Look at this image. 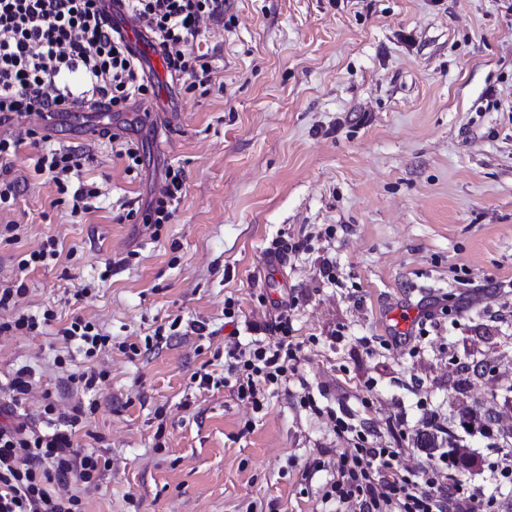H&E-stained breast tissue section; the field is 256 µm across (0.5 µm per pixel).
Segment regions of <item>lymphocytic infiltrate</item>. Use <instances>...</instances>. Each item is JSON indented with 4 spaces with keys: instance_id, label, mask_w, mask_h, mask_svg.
<instances>
[{
    "instance_id": "f902f5d3",
    "label": "lymphocytic infiltrate",
    "mask_w": 512,
    "mask_h": 512,
    "mask_svg": "<svg viewBox=\"0 0 512 512\" xmlns=\"http://www.w3.org/2000/svg\"><path fill=\"white\" fill-rule=\"evenodd\" d=\"M101 0H0V124L18 116L53 113L74 105L124 112L154 92L120 24H107ZM125 12L149 33L167 66L188 88L209 83L212 68L203 54L183 53L206 21L224 16V0H124ZM81 156L59 147L39 156L35 170L48 175L59 194L69 195L80 212L95 189L72 184ZM185 186L182 170L167 169L145 213L128 209L152 227L171 223ZM287 303L269 325L268 342L248 350L228 349V378L240 400L262 410L266 393L287 383L301 346L291 334ZM65 343L86 359L106 350L110 338L96 324L74 317L61 330ZM34 389L30 367L16 369L0 386V413L11 424L0 427V512H86L82 492L98 487L111 460L81 451L74 436L90 420L82 405L62 408L49 391L41 395L45 430L28 426L21 408ZM356 434V433H355ZM447 453L430 457L420 472H402L396 448H370L357 433L353 448L341 453L326 498L355 512H481L476 488L461 497L437 479Z\"/></svg>"
}]
</instances>
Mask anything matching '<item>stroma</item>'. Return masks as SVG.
Listing matches in <instances>:
<instances>
[{"label": "stroma", "instance_id": "35a3bbf8", "mask_svg": "<svg viewBox=\"0 0 512 512\" xmlns=\"http://www.w3.org/2000/svg\"><path fill=\"white\" fill-rule=\"evenodd\" d=\"M193 50L209 56L208 89L167 75L151 112H76L35 144L37 119L0 126L23 138L10 175L27 183L0 212L20 227L0 241V285L23 278L20 313L56 315L41 335L0 338V380L29 365L58 388L73 317L112 338L76 436L112 459L87 512H336L324 487L350 442L331 414L411 471L427 410L454 431L463 411L485 418L459 492L482 487L489 512H512V477L492 468L512 447V0H224ZM107 123L139 143L138 172ZM61 145L99 192L78 214L34 172ZM170 167L186 175L171 223L121 221ZM49 237L59 259L20 271ZM277 241L289 249L272 262ZM284 300L302 351L262 411L194 380L223 378L225 347L265 339Z\"/></svg>", "mask_w": 512, "mask_h": 512}]
</instances>
